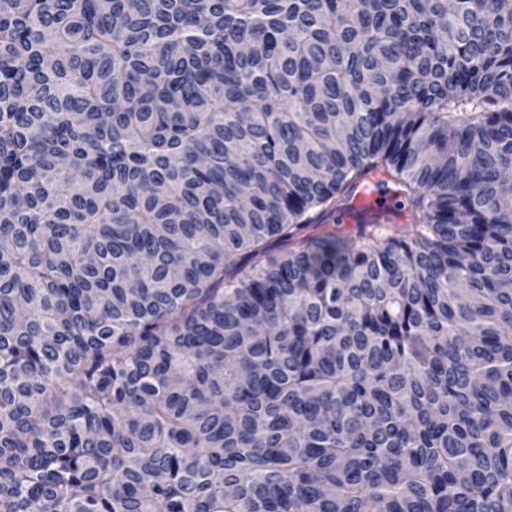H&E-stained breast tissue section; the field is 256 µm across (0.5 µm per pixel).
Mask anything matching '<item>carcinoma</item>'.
Returning a JSON list of instances; mask_svg holds the SVG:
<instances>
[{"label":"carcinoma","mask_w":512,"mask_h":512,"mask_svg":"<svg viewBox=\"0 0 512 512\" xmlns=\"http://www.w3.org/2000/svg\"><path fill=\"white\" fill-rule=\"evenodd\" d=\"M0 512H512V0H0ZM383 180H385L384 176L378 173H374L369 175L357 186L349 203V210L351 212L349 214L343 215L340 218L339 222L341 224H336V222L334 223L336 225V231H350V233H353L355 231V229H353L355 225V216L357 214H366L370 216L382 210L383 212L380 217L381 219L388 217L392 220L393 223L396 221L397 216L394 214L385 213L391 212L393 202L386 203L383 208H380L378 203L375 202L376 190L378 189V186H384L382 185ZM334 224L331 221L320 225L312 224L305 230V233L313 236H321L325 232L331 230L334 227Z\"/></svg>","instance_id":"obj_1"}]
</instances>
